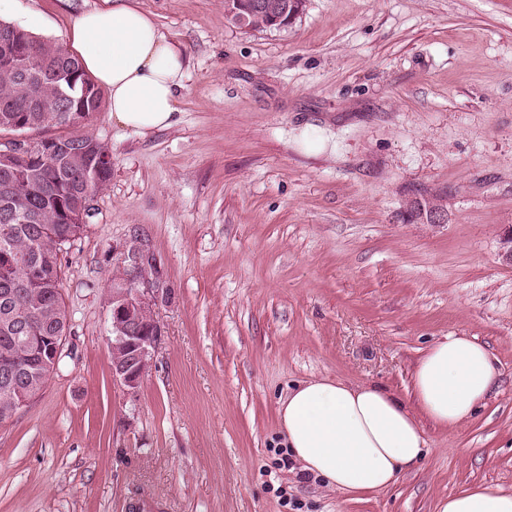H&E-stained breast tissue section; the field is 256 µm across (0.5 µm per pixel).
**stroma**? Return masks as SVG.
Masks as SVG:
<instances>
[{
  "label": "stroma",
  "mask_w": 512,
  "mask_h": 512,
  "mask_svg": "<svg viewBox=\"0 0 512 512\" xmlns=\"http://www.w3.org/2000/svg\"><path fill=\"white\" fill-rule=\"evenodd\" d=\"M103 0H16L69 45ZM183 53L177 122L146 136L93 113L112 174L62 256L61 367L0 425V512H436L512 492V0H307L285 30L224 0H133ZM441 195V225L406 224ZM143 228L173 298L134 394L113 382L112 251ZM498 360L487 404L389 488L351 501L282 464L277 410L302 381L406 393L436 339ZM438 512H512V492L469 484L440 499Z\"/></svg>",
  "instance_id": "stroma-1"
}]
</instances>
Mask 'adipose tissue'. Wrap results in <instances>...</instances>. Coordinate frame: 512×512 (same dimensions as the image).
Returning <instances> with one entry per match:
<instances>
[{
    "instance_id": "adipose-tissue-1",
    "label": "adipose tissue",
    "mask_w": 512,
    "mask_h": 512,
    "mask_svg": "<svg viewBox=\"0 0 512 512\" xmlns=\"http://www.w3.org/2000/svg\"><path fill=\"white\" fill-rule=\"evenodd\" d=\"M72 41L84 70L104 88L118 126L144 136L171 127L185 61L154 20L130 4L81 14ZM488 347L442 337L416 361L408 395L372 384L313 379L291 390L277 415L301 472L356 496L389 488L429 453L428 428L469 420L498 385ZM438 512H512V492L469 484L440 499Z\"/></svg>"
}]
</instances>
